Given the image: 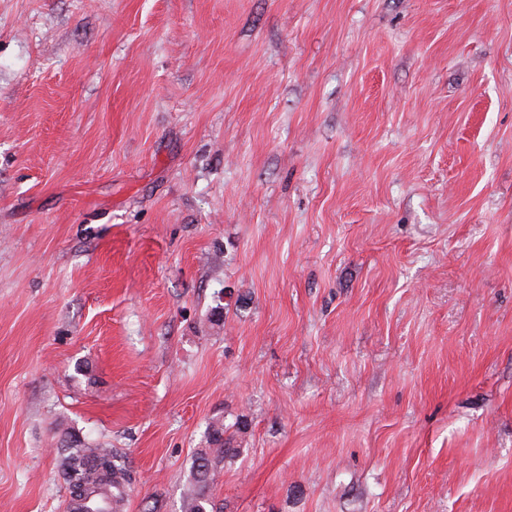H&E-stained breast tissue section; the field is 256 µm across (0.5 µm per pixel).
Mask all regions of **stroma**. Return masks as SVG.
<instances>
[{"label":"stroma","instance_id":"35a3bbf8","mask_svg":"<svg viewBox=\"0 0 512 512\" xmlns=\"http://www.w3.org/2000/svg\"><path fill=\"white\" fill-rule=\"evenodd\" d=\"M512 512V0H0V512ZM207 443L209 448H202L196 455L182 512H220L212 494L215 474L219 464L235 458L239 449L226 448L223 425L211 427ZM61 470L69 485L71 512H105L108 504L124 499L132 483L128 463L118 452L95 448L68 433ZM100 465H105L104 471Z\"/></svg>","mask_w":512,"mask_h":512}]
</instances>
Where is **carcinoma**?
Returning a JSON list of instances; mask_svg holds the SVG:
<instances>
[{
  "label": "carcinoma",
  "instance_id": "1",
  "mask_svg": "<svg viewBox=\"0 0 512 512\" xmlns=\"http://www.w3.org/2000/svg\"><path fill=\"white\" fill-rule=\"evenodd\" d=\"M61 470L69 485L71 512H106L110 502L124 499L132 472L122 457L108 448H95L68 434ZM208 447L197 453L183 497L182 512H220L212 487L219 464L233 459L239 449L224 443V426L211 427Z\"/></svg>",
  "mask_w": 512,
  "mask_h": 512
}]
</instances>
